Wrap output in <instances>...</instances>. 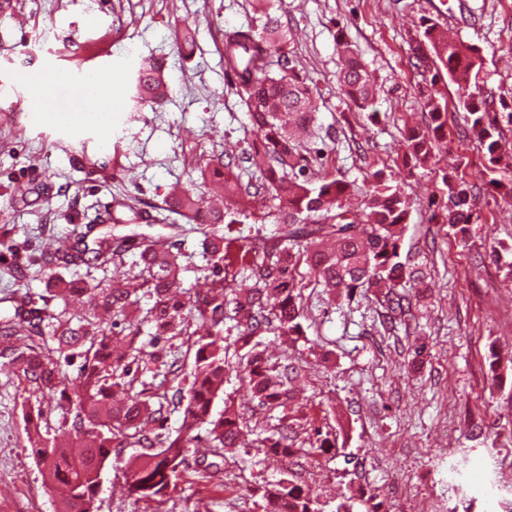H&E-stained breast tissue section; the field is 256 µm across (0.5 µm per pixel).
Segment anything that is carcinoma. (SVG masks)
Returning <instances> with one entry per match:
<instances>
[{"label":"carcinoma","mask_w":512,"mask_h":512,"mask_svg":"<svg viewBox=\"0 0 512 512\" xmlns=\"http://www.w3.org/2000/svg\"><path fill=\"white\" fill-rule=\"evenodd\" d=\"M257 17L224 30V61L234 72L236 92L249 113L258 145L250 157L262 162L264 183L255 193L270 196L268 211L245 213L233 207L235 199L250 195L225 172L215 175L224 193V209L206 212L210 228L202 232L200 248L214 267V278L204 292L190 293L181 286L179 254L160 251L143 243L137 266L139 287L114 279L107 283L81 278L54 277L50 292L63 303L75 296L87 297L88 311L74 315L67 309L43 318L25 295L13 298L14 315L0 323V338L9 343L0 351L16 376L28 383L42 398L56 401L62 422L53 426L42 410L26 415L31 452L45 468V481L69 491L60 512H97L99 474L117 463L120 449L138 445L149 449L122 467L124 486L133 502L162 498L177 486L189 449L196 447L197 430L205 425L214 456L246 447L242 422L224 410L212 412L213 403L224 393L228 363L224 357V325L237 331L245 353L240 372L250 398L269 412L288 419L294 400L292 380L297 370L289 364H275L264 358L255 337L302 334L304 317L294 276L304 264L327 288H341L347 297L358 289L373 293L385 310L383 325L389 329L405 321L411 312L408 294L399 291L404 279L421 281L425 272L401 260L402 241L410 217V202L398 188L379 179L369 194L366 220L357 222L347 215L344 197L349 185L325 175L305 177L307 158L297 132L315 121L311 89L292 52L288 49V26L275 14L272 0H255ZM423 44L430 47L435 61L462 92L459 103L471 116L470 131L489 162L495 164L503 145L493 124L486 122L489 104L478 86L482 58L478 47L463 40L450 41L438 22L422 23ZM341 91L360 111L372 117L375 89L359 60L349 57L338 77ZM422 90L432 124L425 130L410 129V154L419 164L433 158L445 134L447 106L435 100L431 86ZM138 101L154 105L163 101V74L155 58L141 61L136 79ZM448 206L445 220L466 238L472 213L470 189L462 183H445ZM171 210L193 222L202 209V198L175 188L168 197ZM273 218L286 225V235L272 242L261 238L243 250L231 242L216 224H241L249 218ZM73 244L59 245L46 257L50 268L86 266L103 268L115 263L127 251V239L112 233L99 236L93 246L84 244L85 233H75ZM254 260H247L248 255ZM244 271L252 284L238 288L231 283ZM276 303L269 305V299ZM147 307H141V299ZM149 324L154 335L147 343L137 341L140 326ZM193 325L205 328L195 341L194 368L188 388L176 392L181 407V425L174 434H163L170 403L166 396H154L143 388L134 390L147 373L157 377L182 374L171 352L159 347L180 336L190 335ZM36 334L48 335L51 345L40 349L25 342ZM80 359L79 391L75 397L61 388L64 367ZM290 425L261 440L265 452L285 457L295 455ZM310 449L319 454H340L337 436L315 431ZM263 512H319L317 499L309 489L283 478L264 494Z\"/></svg>","instance_id":"carcinoma-1"}]
</instances>
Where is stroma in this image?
<instances>
[{
  "mask_svg": "<svg viewBox=\"0 0 512 512\" xmlns=\"http://www.w3.org/2000/svg\"><path fill=\"white\" fill-rule=\"evenodd\" d=\"M291 33L298 67L312 90L316 122L302 137L315 152L313 169L350 183L352 216L364 218L365 193L382 173L412 204L403 259L422 264L426 285L410 289L404 329L380 324L372 293L355 299L332 293L299 267L304 334L263 335L266 354L295 366L289 422L306 444L315 429L336 433L337 457H282L258 449L277 418L246 394L237 374V334H224L229 364L215 412L232 408L249 435L248 448L214 462L207 439L191 449L175 490L146 512H261L266 488L294 476L323 512H486L485 487L496 490L497 512H512V203L491 177L512 183V123L502 122L503 158L489 172L456 85L440 76L434 92L448 107L446 137L425 165L409 154L408 129L430 113L419 87L434 74L414 48L425 19L450 38L479 46L480 91L492 114L512 112V0H275ZM253 0H11L0 8V314L6 299L28 295L44 313L58 303L43 259L72 241L77 227L96 238L107 230L95 214L129 210L118 233L132 250L118 266L91 269L98 281L135 274L137 244L156 241L178 253L182 286L203 290L212 279L200 235L176 214L159 220L170 188L199 181L219 155L238 157L242 182L260 171L243 158L253 140L236 77L224 67V29L250 21ZM190 30L189 49L175 35ZM110 55L101 76L124 108L112 125V148L72 136L73 152L57 143L53 118L32 123L19 107L26 73L89 64L98 47ZM358 55L376 89L375 118L341 92L348 53ZM164 60L167 94L156 107L138 105L134 84L142 57ZM81 163H74V156ZM474 190L467 237L445 223L446 182ZM28 187L27 198L16 194ZM164 213V212H163ZM425 345L422 363L412 364ZM8 367L0 365V512H58L61 493L47 487L30 452L25 414L39 407Z\"/></svg>",
  "mask_w": 512,
  "mask_h": 512,
  "instance_id": "1",
  "label": "stroma"
}]
</instances>
